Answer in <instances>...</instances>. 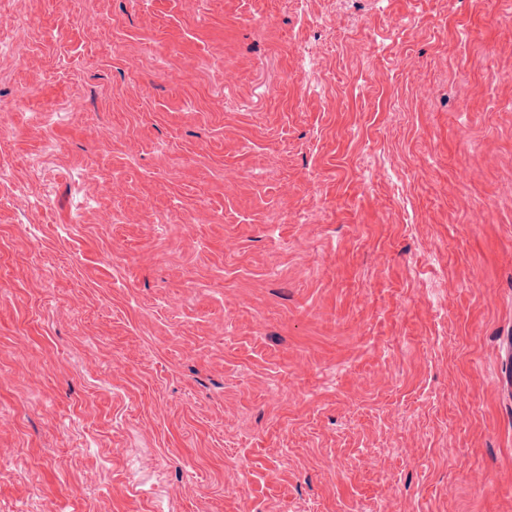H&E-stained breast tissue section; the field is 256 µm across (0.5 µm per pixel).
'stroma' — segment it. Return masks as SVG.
Wrapping results in <instances>:
<instances>
[{"instance_id": "stroma-1", "label": "stroma", "mask_w": 512, "mask_h": 512, "mask_svg": "<svg viewBox=\"0 0 512 512\" xmlns=\"http://www.w3.org/2000/svg\"><path fill=\"white\" fill-rule=\"evenodd\" d=\"M20 22L0 512H512V0Z\"/></svg>"}]
</instances>
